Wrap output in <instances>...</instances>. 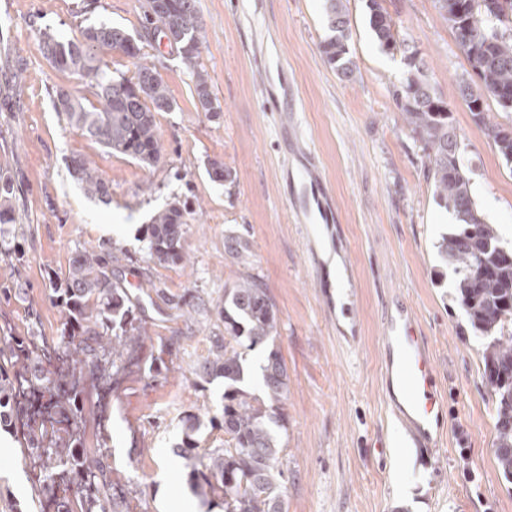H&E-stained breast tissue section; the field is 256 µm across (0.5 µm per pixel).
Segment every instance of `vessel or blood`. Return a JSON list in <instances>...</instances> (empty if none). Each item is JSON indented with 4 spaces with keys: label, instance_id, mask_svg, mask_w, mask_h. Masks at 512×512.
Segmentation results:
<instances>
[{
    "label": "vessel or blood",
    "instance_id": "obj_1",
    "mask_svg": "<svg viewBox=\"0 0 512 512\" xmlns=\"http://www.w3.org/2000/svg\"><path fill=\"white\" fill-rule=\"evenodd\" d=\"M300 206L316 204L326 221L334 212L318 176L309 166L300 169V186L293 193ZM383 388L393 418L401 426L404 442L435 454L443 440L447 418L446 401L438 386V369L426 341L408 314L387 315Z\"/></svg>",
    "mask_w": 512,
    "mask_h": 512
}]
</instances>
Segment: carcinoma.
<instances>
[{"label":"carcinoma","mask_w":512,"mask_h":512,"mask_svg":"<svg viewBox=\"0 0 512 512\" xmlns=\"http://www.w3.org/2000/svg\"><path fill=\"white\" fill-rule=\"evenodd\" d=\"M439 15L455 33L478 80H464L466 103L493 99L500 111L512 112V0H435ZM368 22L380 46L399 47L395 22L382 0H366ZM147 25L132 35L119 26L89 25L80 37L62 39L39 33L38 49L52 66L93 88L94 105L69 89H56L55 105L67 125L111 152L146 167L163 157L156 114L174 102L156 64L142 52L143 42L167 38L194 81L198 105L216 112L208 72L200 63L202 20L195 0H147ZM329 34L320 44L327 62L345 77L353 72L348 57V11L342 0H326ZM119 52L132 60L135 80L114 79L104 69V57ZM407 77L393 91L404 127L426 157L428 178L436 200L452 211L455 223L442 237L439 253L456 275V294L474 334L482 341L484 377L491 387L495 414V459L505 480H512V249L497 251L501 238L487 223L471 192L470 178L459 156L457 135L448 105L422 78L417 53L406 57ZM476 124L493 141L506 163L512 164V127L492 119L483 107ZM71 175L90 199L109 197V185L96 163L71 159ZM12 176L0 170V225L16 222ZM186 207L177 200L156 210L147 225L148 254L159 262L190 263L183 253ZM225 248L234 262L247 267L252 243L230 235ZM118 258L102 244L81 251L63 280L52 283L64 322L57 340L41 336L0 341V427L20 433L35 483L42 498L40 512H125L124 492L112 483L107 450L89 451L80 435L85 417L80 384L88 375L112 391L111 376L131 362L135 345L149 336V310L161 305H203L191 291L178 301L151 284L129 288L116 274ZM224 331L210 337L207 357L194 365L198 382L224 379L221 427L224 447L198 452L194 432L203 421L185 417V433L173 452L186 461L188 483L206 502L224 512H288V477L282 461L278 430L285 427L283 406L288 399V371L276 349L259 366L258 391L243 384L248 352L272 341L278 333L275 303L257 275L244 272L224 289L218 310Z\"/></svg>","instance_id":"obj_1"}]
</instances>
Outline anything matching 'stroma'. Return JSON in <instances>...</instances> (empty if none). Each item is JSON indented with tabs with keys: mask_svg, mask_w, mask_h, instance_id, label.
Wrapping results in <instances>:
<instances>
[{
	"mask_svg": "<svg viewBox=\"0 0 512 512\" xmlns=\"http://www.w3.org/2000/svg\"><path fill=\"white\" fill-rule=\"evenodd\" d=\"M343 3L351 24L348 78L320 51L328 35L325 0H197L215 115L197 107L169 42L145 44L176 103L156 115L164 156L149 169L66 126L56 89L90 91L53 68L37 45L41 29L68 38L99 23L139 32L145 0H0V168L18 186V221L7 231L24 255L17 269L0 254V288L21 289L0 303V333L57 339L61 314L50 284L80 251L101 244L131 286L149 281L176 297L189 289L206 303L190 319L174 309L156 316L137 348L142 363L162 358L167 380L131 369L105 401L97 383L83 385L86 446L106 442L112 481L129 512H159L156 475L164 468L173 471L175 493L187 491L184 461L172 452L181 419L219 413L224 403L223 380L199 388L188 368L207 356L200 327L216 324L224 287L240 272L224 251L233 233L251 240L250 271L277 308L276 340L248 358L259 364L274 348L288 369V512H512V484L494 456L481 343L438 252L454 218L437 204L420 145L392 100L408 69L402 52L380 47L364 0ZM383 6L451 110L476 204L503 243H512V166L460 94L471 67L451 27L434 0ZM303 153L321 176L333 225L309 223L289 205ZM78 155L95 160L110 186L108 201L86 198L71 177ZM215 160L224 165L220 181L208 174ZM175 200L190 209L186 270L147 255L151 214ZM333 257L346 294L345 306L334 309ZM398 304L415 312L448 401L446 439L432 461L415 448L377 450L395 433L381 386L380 338L386 311ZM9 444L12 454L0 455V512H39L26 453L17 437Z\"/></svg>",
	"mask_w": 512,
	"mask_h": 512,
	"instance_id": "stroma-1",
	"label": "stroma"
}]
</instances>
